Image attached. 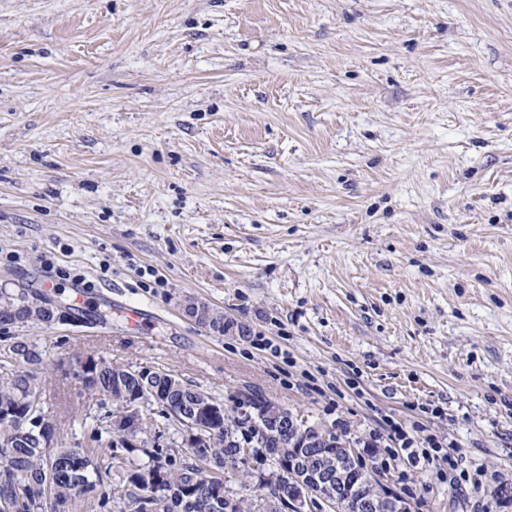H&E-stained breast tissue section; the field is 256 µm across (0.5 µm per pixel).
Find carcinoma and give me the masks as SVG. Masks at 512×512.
<instances>
[{"mask_svg":"<svg viewBox=\"0 0 512 512\" xmlns=\"http://www.w3.org/2000/svg\"><path fill=\"white\" fill-rule=\"evenodd\" d=\"M57 309L51 297L33 305L23 291L9 292L0 305V330L24 328L37 322L56 324ZM8 339L5 356L19 357L22 363L10 367L0 363V412L12 415L0 419V512H70L79 499L94 500L101 509H112V475L124 474L125 507L132 512H213L224 498V469L235 467L242 445L263 448L271 457L272 477L260 479L272 502L290 492L283 459L299 441L288 428L270 424L267 432L245 429L242 416L231 409L222 415L201 412L205 424L215 431L205 448L179 450L169 445L120 448L112 443L113 404L121 408L135 390L133 371L115 366L94 351L77 358L81 384L78 416L81 427L96 443L92 448H71L43 444L35 435L32 419L41 410L30 408V390L41 389L43 370L50 357L38 344ZM198 398L196 386L187 384L175 391L163 389L158 396L145 398L147 409L142 433L159 439L165 432H177L171 410ZM147 457L135 462V453Z\"/></svg>","mask_w":512,"mask_h":512,"instance_id":"1","label":"carcinoma"}]
</instances>
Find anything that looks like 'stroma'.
<instances>
[{
  "label": "stroma",
  "instance_id": "obj_1",
  "mask_svg": "<svg viewBox=\"0 0 512 512\" xmlns=\"http://www.w3.org/2000/svg\"><path fill=\"white\" fill-rule=\"evenodd\" d=\"M4 280L112 312L20 330L65 445L94 350L354 439L422 424L504 490L362 461L412 512H512V0H0Z\"/></svg>",
  "mask_w": 512,
  "mask_h": 512
}]
</instances>
